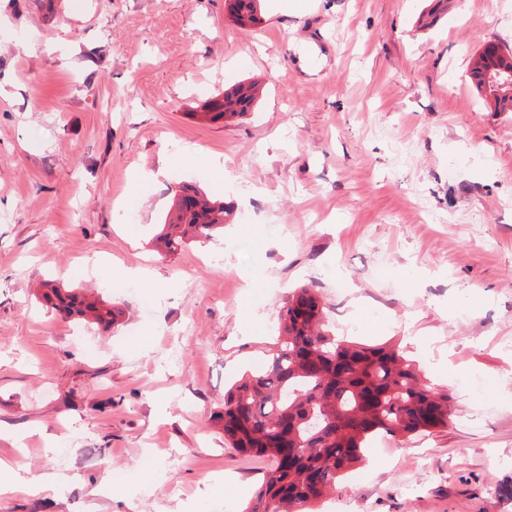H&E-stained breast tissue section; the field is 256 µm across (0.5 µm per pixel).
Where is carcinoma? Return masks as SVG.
Masks as SVG:
<instances>
[{
  "mask_svg": "<svg viewBox=\"0 0 512 512\" xmlns=\"http://www.w3.org/2000/svg\"><path fill=\"white\" fill-rule=\"evenodd\" d=\"M258 0H229L240 25L258 20ZM470 59L473 88L481 92L496 61L512 63V49L484 46ZM259 85L241 82L202 104V119L217 122L254 111ZM224 202L181 186L174 215L165 219L157 247L174 253L194 239H210L224 228ZM43 300L71 316L109 327L123 310L43 286ZM446 389L429 386L413 361L392 341L368 344L333 333L318 289L295 290L279 315V336L267 358L224 394L215 422L224 439L246 456H262L271 467L249 512H314L313 506L360 465L372 438L413 437L448 427L453 419Z\"/></svg>",
  "mask_w": 512,
  "mask_h": 512,
  "instance_id": "carcinoma-1",
  "label": "carcinoma"
}]
</instances>
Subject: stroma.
<instances>
[{"label":"stroma","mask_w":512,"mask_h":512,"mask_svg":"<svg viewBox=\"0 0 512 512\" xmlns=\"http://www.w3.org/2000/svg\"><path fill=\"white\" fill-rule=\"evenodd\" d=\"M426 4L260 0L244 27L226 0H0V460L23 479L0 512H243L269 462L213 416L312 282L338 334L395 340L455 409L376 438L320 512H512V112L466 72L512 48V0L430 28ZM249 78L254 112L200 120ZM185 183L232 217L168 254ZM109 267L146 276L130 294ZM46 280L126 316H64ZM482 49L484 54H481L477 61L475 57ZM482 49L475 53L469 61V74L473 88L492 112H512V94L496 97L493 106L490 105L486 98L481 94L485 76L491 66H496V60L503 63L511 62L510 70H512V49L507 47L503 48L497 44L492 48L486 45L483 46Z\"/></svg>","instance_id":"1"}]
</instances>
